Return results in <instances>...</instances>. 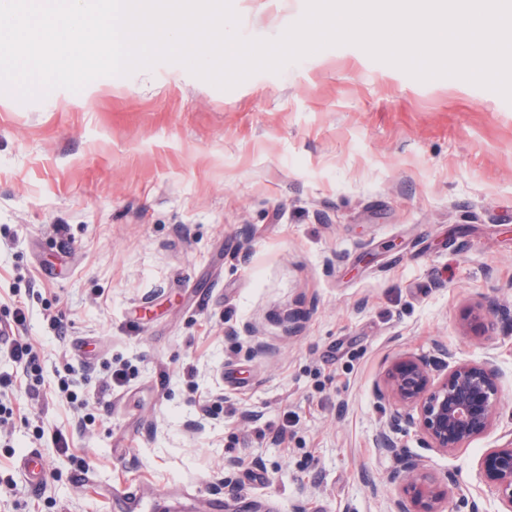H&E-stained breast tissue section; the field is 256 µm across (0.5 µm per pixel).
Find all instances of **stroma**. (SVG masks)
I'll use <instances>...</instances> for the list:
<instances>
[{
  "mask_svg": "<svg viewBox=\"0 0 512 512\" xmlns=\"http://www.w3.org/2000/svg\"><path fill=\"white\" fill-rule=\"evenodd\" d=\"M231 2L245 39L306 6ZM0 322L40 366L0 342V512H123L131 481L139 512H392L374 438L396 406L375 387L404 355L492 356L487 435L450 455L399 440L459 486L445 512L463 494L498 512L478 461L512 442V103L352 44L229 90L161 62L0 94ZM9 347L11 356L19 367L28 369L35 365L36 353L30 342L21 338H13L9 343Z\"/></svg>",
  "mask_w": 512,
  "mask_h": 512,
  "instance_id": "stroma-1",
  "label": "stroma"
}]
</instances>
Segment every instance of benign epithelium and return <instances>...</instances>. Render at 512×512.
Masks as SVG:
<instances>
[{"label": "benign epithelium", "mask_w": 512, "mask_h": 512, "mask_svg": "<svg viewBox=\"0 0 512 512\" xmlns=\"http://www.w3.org/2000/svg\"><path fill=\"white\" fill-rule=\"evenodd\" d=\"M376 392L411 409L404 416L390 418L376 438V447L400 464L397 476L403 494L395 502V512H442L448 483L433 480L394 435L405 424L414 426L427 447L451 454L487 434L500 406L501 387L495 369L488 360H460L447 366L439 377L422 358L404 355L391 364ZM478 467L481 479L497 494L500 512H512V445L488 449Z\"/></svg>", "instance_id": "1"}]
</instances>
